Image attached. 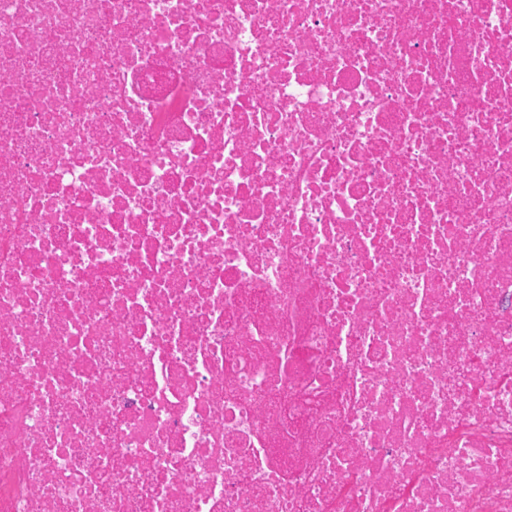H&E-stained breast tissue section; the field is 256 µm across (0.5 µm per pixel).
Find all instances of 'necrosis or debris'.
I'll list each match as a JSON object with an SVG mask.
<instances>
[{
    "label": "necrosis or debris",
    "instance_id": "obj_1",
    "mask_svg": "<svg viewBox=\"0 0 512 512\" xmlns=\"http://www.w3.org/2000/svg\"><path fill=\"white\" fill-rule=\"evenodd\" d=\"M0 512H512V0H0Z\"/></svg>",
    "mask_w": 512,
    "mask_h": 512
}]
</instances>
